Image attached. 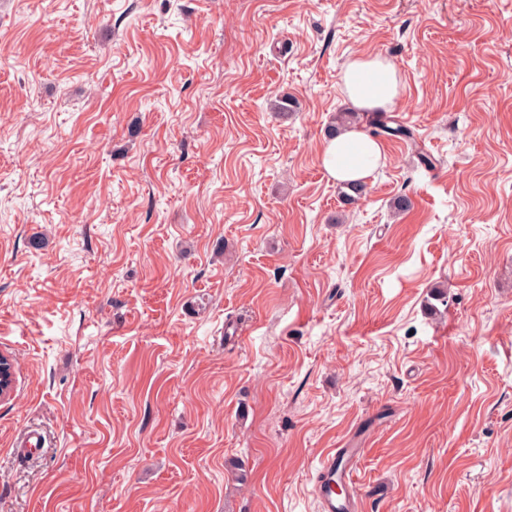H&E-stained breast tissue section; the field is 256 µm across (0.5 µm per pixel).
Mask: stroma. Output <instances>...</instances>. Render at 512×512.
Returning <instances> with one entry per match:
<instances>
[{"label":"stroma","mask_w":512,"mask_h":512,"mask_svg":"<svg viewBox=\"0 0 512 512\" xmlns=\"http://www.w3.org/2000/svg\"><path fill=\"white\" fill-rule=\"evenodd\" d=\"M0 351V512H512V0H0ZM342 84L351 104L361 111L393 107L399 94L395 64L379 56L355 58ZM390 123L395 124V126H391ZM369 127V133L372 136L386 134L387 136L409 141L412 145L418 147L413 131L395 123L394 120L383 111L372 112L371 118L369 119ZM381 156L382 147L373 137L361 130H348L325 143L320 160L336 181H364ZM363 451L359 448H333L322 462L315 492L321 501L322 512H356L358 501L352 497L336 496V478L339 485H353V473ZM330 476L333 479H330ZM328 486L332 489L329 490Z\"/></svg>","instance_id":"35a3bbf8"}]
</instances>
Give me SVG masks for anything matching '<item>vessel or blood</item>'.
I'll return each instance as SVG.
<instances>
[{"mask_svg":"<svg viewBox=\"0 0 512 512\" xmlns=\"http://www.w3.org/2000/svg\"><path fill=\"white\" fill-rule=\"evenodd\" d=\"M362 455L358 448H335L322 462L315 492L321 501L322 512H358L356 500L336 495L332 487L339 484L352 486L353 473Z\"/></svg>","mask_w":512,"mask_h":512,"instance_id":"obj_1","label":"vessel or blood"}]
</instances>
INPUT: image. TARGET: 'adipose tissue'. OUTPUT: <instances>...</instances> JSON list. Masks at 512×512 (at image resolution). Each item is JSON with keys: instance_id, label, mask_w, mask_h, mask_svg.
I'll return each mask as SVG.
<instances>
[{"instance_id": "1", "label": "adipose tissue", "mask_w": 512, "mask_h": 512, "mask_svg": "<svg viewBox=\"0 0 512 512\" xmlns=\"http://www.w3.org/2000/svg\"><path fill=\"white\" fill-rule=\"evenodd\" d=\"M351 104L362 111L394 106L399 94L395 64L386 58H355L342 75ZM382 156L381 145L360 130H348L326 142L321 164L339 182L366 180Z\"/></svg>"}]
</instances>
